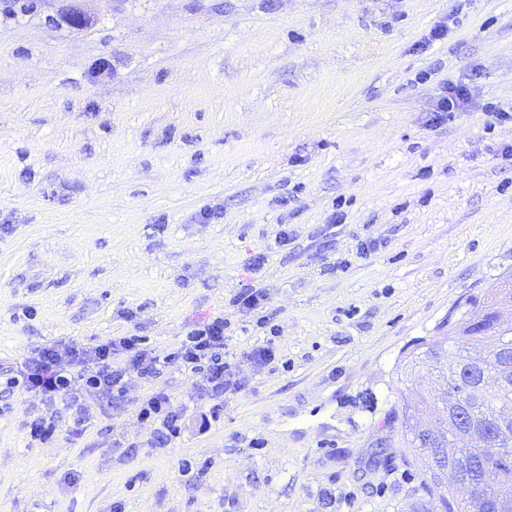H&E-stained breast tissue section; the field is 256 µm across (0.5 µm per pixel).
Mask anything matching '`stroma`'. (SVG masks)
Returning <instances> with one entry per match:
<instances>
[{"mask_svg":"<svg viewBox=\"0 0 512 512\" xmlns=\"http://www.w3.org/2000/svg\"><path fill=\"white\" fill-rule=\"evenodd\" d=\"M84 7L0 12V374L60 341L163 354L221 314L233 378L168 445L141 401L206 400L175 364L85 394L78 436L31 441L52 404L1 399L0 512H418L396 364L512 274V0ZM447 81L470 99L439 124ZM60 1L65 2V5L60 9L56 21L76 29H82L91 24V16L80 6V2H83L84 0Z\"/></svg>","mask_w":512,"mask_h":512,"instance_id":"stroma-1","label":"stroma"}]
</instances>
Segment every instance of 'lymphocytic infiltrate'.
Listing matches in <instances>:
<instances>
[{
  "mask_svg": "<svg viewBox=\"0 0 512 512\" xmlns=\"http://www.w3.org/2000/svg\"><path fill=\"white\" fill-rule=\"evenodd\" d=\"M118 350L130 355L122 371L112 367V356ZM174 362L202 378L209 399H223L224 388L231 382V368L224 358L223 317L194 324L178 348L164 356L143 349L136 336H122L90 350L56 344L42 347L27 359L23 369L7 378L6 386L42 395L58 404L70 413L72 429L77 432L84 423L79 392L90 391L109 401L123 394L126 373L154 377ZM185 412V407L173 405L159 392L150 394L139 407L142 419L159 423L158 440L162 443L179 437Z\"/></svg>",
  "mask_w": 512,
  "mask_h": 512,
  "instance_id": "obj_1",
  "label": "lymphocytic infiltrate"
}]
</instances>
